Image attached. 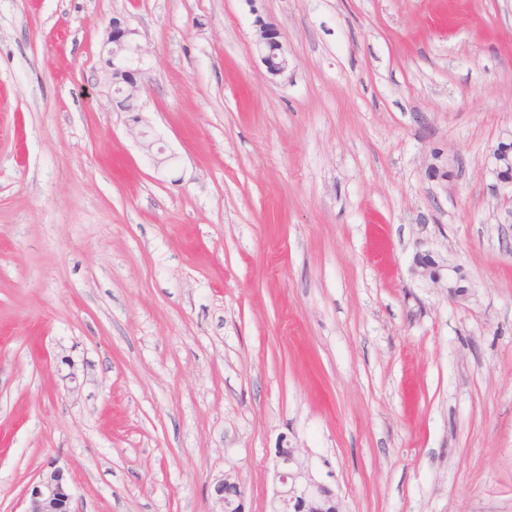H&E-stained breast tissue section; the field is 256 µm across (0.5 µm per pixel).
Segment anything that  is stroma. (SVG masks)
Segmentation results:
<instances>
[{"label":"stroma","instance_id":"1","mask_svg":"<svg viewBox=\"0 0 512 512\" xmlns=\"http://www.w3.org/2000/svg\"><path fill=\"white\" fill-rule=\"evenodd\" d=\"M510 129L512 0H0V512L52 460L77 512H270L280 448L339 512H512ZM134 29L130 28L126 21L114 19L106 32L104 50L103 73L108 86L118 89L126 102L132 105L130 112H141L140 108L133 105L140 101L142 85L137 79L139 70H132L131 63L137 59L141 62L142 51L140 45H136L132 36ZM132 76V78H130ZM256 50L267 72L273 78L284 76L288 72V54L280 40V33L271 23L258 22ZM488 164L490 171L495 178L492 190L500 193L501 190L512 188V179L506 178L504 171L507 166H512V157L509 154H502L497 145L493 147L488 154ZM414 267L415 271L423 278L432 281L435 284L441 283L445 278L447 280L448 288H459V289H450V296L456 297L461 295L460 293L463 291L460 288H465L459 284V280L454 278L451 274L452 272L456 274V269L454 267L447 265H439L434 259L429 255H418L416 259H414ZM215 499L222 504V512H245L244 491L232 477L226 476L213 487Z\"/></svg>","mask_w":512,"mask_h":512}]
</instances>
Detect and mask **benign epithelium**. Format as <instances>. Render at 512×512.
Segmentation results:
<instances>
[{"label": "benign epithelium", "mask_w": 512, "mask_h": 512, "mask_svg": "<svg viewBox=\"0 0 512 512\" xmlns=\"http://www.w3.org/2000/svg\"><path fill=\"white\" fill-rule=\"evenodd\" d=\"M134 29L120 19L112 20L106 32L103 73L110 88L121 92L126 102L133 105L140 101L142 85L137 79L139 71L130 68L134 60L141 59V47L133 40ZM256 50L267 72L274 78L288 72V54L280 40L277 28L266 22H258ZM490 171L495 178L492 190L496 193L512 188V179L505 177L506 167L512 166V156L493 147L488 154ZM415 271L423 278L439 284L447 281L450 296L460 295L459 280L453 273L456 269L441 265L429 255L414 259ZM276 475L280 487L272 500L273 512H325L318 503L332 501L327 488L305 479L303 473L293 468L295 458L290 448L276 449ZM215 499L222 504L223 512H244V491L232 477L226 476L213 487ZM24 512H76L65 469L51 461L25 489Z\"/></svg>", "instance_id": "1"}]
</instances>
